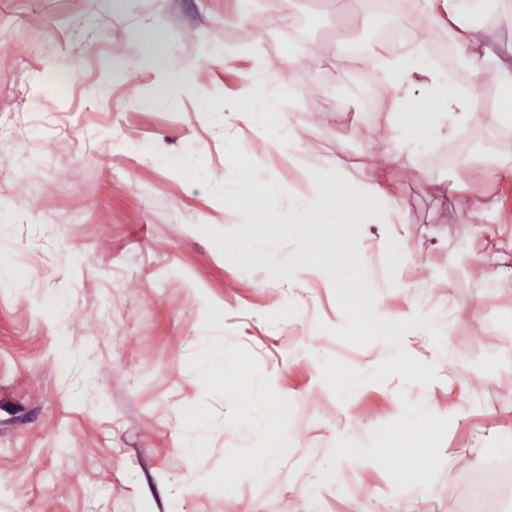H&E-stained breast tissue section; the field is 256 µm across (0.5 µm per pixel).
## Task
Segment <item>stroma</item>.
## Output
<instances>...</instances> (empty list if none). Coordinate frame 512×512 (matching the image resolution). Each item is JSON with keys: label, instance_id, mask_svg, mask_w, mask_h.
<instances>
[{"label": "stroma", "instance_id": "obj_1", "mask_svg": "<svg viewBox=\"0 0 512 512\" xmlns=\"http://www.w3.org/2000/svg\"><path fill=\"white\" fill-rule=\"evenodd\" d=\"M0 0V254L27 280L0 281V512H462L460 462L512 456V142L474 112L468 145L435 132V98L408 103L414 151L387 152L394 130L365 109L361 73L339 70L340 13L299 0ZM159 29V52L199 60L195 95L168 105L149 84L139 34ZM318 66L288 68L296 49ZM238 52L225 67V52ZM293 89L253 104L257 150L287 139L291 109L302 164H335L354 186L372 170L401 178L402 224L363 225L359 240L377 308L430 316L404 339L435 365L428 387L400 377L339 400L322 379L332 357L369 373L393 347L330 335L344 315L326 275L271 280L216 259L198 227L231 229L224 207L192 187L225 183L224 95L254 59ZM124 72L92 92L104 67ZM277 209L310 198L287 158ZM482 178L486 207L471 223L428 196L426 185ZM326 331H319L318 323ZM467 371H458L455 358ZM247 367L246 395L223 375ZM284 403L272 414L271 401ZM452 414H444V407ZM428 424L427 478L402 481L383 453L396 433ZM267 426L269 434L258 437Z\"/></svg>", "mask_w": 512, "mask_h": 512}]
</instances>
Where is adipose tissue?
<instances>
[{"mask_svg": "<svg viewBox=\"0 0 512 512\" xmlns=\"http://www.w3.org/2000/svg\"><path fill=\"white\" fill-rule=\"evenodd\" d=\"M409 22L414 28L412 43L397 55L385 57L384 49L379 45L358 56H349L341 51L336 54L340 66L378 71L385 85L391 90L388 110L393 115L402 113L413 92L432 88L437 82L433 72L418 62L428 48L431 27L443 28L448 33L465 57L474 81L478 82L484 77L490 59V54L483 45V34L511 24L512 11H492L486 13L479 22L473 23L463 14L459 0H414V13ZM472 101V90L465 88L439 96L437 129L453 133L467 125L472 114ZM361 193L365 199L371 201L389 202L388 223H404L405 216L398 197L399 184L394 173L388 170L373 172L363 183ZM387 453L399 462L403 478L416 479L430 470L432 457L429 449L423 448L412 439H393Z\"/></svg>", "mask_w": 512, "mask_h": 512, "instance_id": "ef3b65f1", "label": "adipose tissue"}]
</instances>
